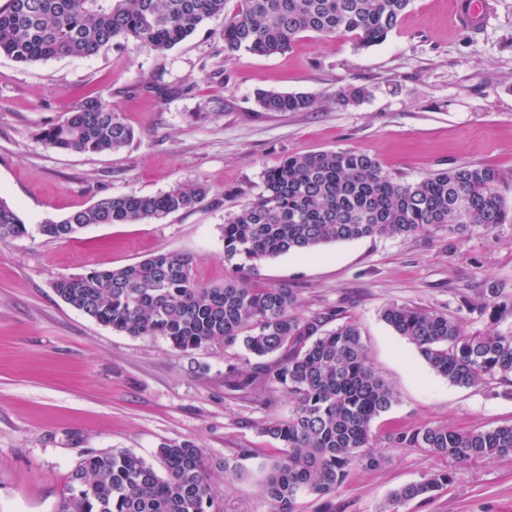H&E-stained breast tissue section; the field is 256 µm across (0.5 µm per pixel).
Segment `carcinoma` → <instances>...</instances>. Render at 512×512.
Segmentation results:
<instances>
[{
	"label": "carcinoma",
	"instance_id": "cac0c4a2",
	"mask_svg": "<svg viewBox=\"0 0 512 512\" xmlns=\"http://www.w3.org/2000/svg\"><path fill=\"white\" fill-rule=\"evenodd\" d=\"M7 0L0 7V55L20 65L62 56L91 57L122 42L163 54L213 18H224V55L240 51L283 53L304 33L351 36L360 48L383 42L411 0ZM363 86L336 93V102L357 103ZM264 112H310L304 93L262 91ZM134 131L112 105L88 97L40 136L48 148L76 153L117 152ZM264 191L224 224V283L195 280L193 259L160 251L118 268L62 277L56 293L91 319L132 337H161L183 352L215 342L238 341L251 355L247 367L224 376L230 392L282 393L288 417L262 432L280 444V455L261 466L269 512H296L302 495L322 500L319 512H336L334 498L358 468L376 469L375 420L397 403L391 386L370 365L360 327L332 307L295 315L294 289L257 288L258 264L289 252H311L331 242L374 236L425 235L434 227L472 224L491 229L509 219L497 186L500 173L463 162L415 183L396 181L372 155L329 150L291 155L264 171ZM209 194L203 183L158 195L117 194L40 225L42 235L68 240L92 224L161 223L189 211ZM28 233L16 209L0 199V245ZM463 300L469 311L498 321L512 301ZM383 319L415 347L438 375L460 387L491 381L512 385V332L467 333L448 313L391 304ZM395 447L422 448L464 464L512 457V424L468 430L424 424L399 429ZM164 471L131 451L88 453L70 476L59 512H223L214 508L211 473L194 442H166L157 451ZM453 480L441 469L394 490L392 512L432 498Z\"/></svg>",
	"mask_w": 512,
	"mask_h": 512
}]
</instances>
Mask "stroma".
Here are the masks:
<instances>
[{
  "label": "stroma",
  "instance_id": "35a3bbf8",
  "mask_svg": "<svg viewBox=\"0 0 512 512\" xmlns=\"http://www.w3.org/2000/svg\"><path fill=\"white\" fill-rule=\"evenodd\" d=\"M490 4L473 29L456 24L453 0H412L386 40L367 48L306 33L286 53L228 60L215 18L162 54L129 42L28 66L0 56V198L29 230L0 245V512H58L86 453L129 450L151 463L160 444L183 440L207 456L222 512H268L257 467L278 443L260 429L290 404L281 394L225 393V372L245 365L242 344L186 354L131 337L65 303L53 283L161 250L192 257L198 282L223 283L225 220L291 154L364 151L408 182L465 161L486 165L501 173L512 210V0ZM350 85L368 96L335 103ZM260 90L302 92L322 106L264 112ZM87 97L110 102L132 142L109 154L46 148L40 132ZM198 181L208 200L162 224L91 225L68 241L38 232L108 194L157 195ZM256 283L294 288L297 314L339 306L358 323L372 366L398 397L375 421L377 437L429 423H512L504 386L449 383L382 318L394 303L454 315L463 299L486 300L494 288L512 296V222L291 252L262 262ZM383 455L380 468L352 472L336 512H384L396 488L447 466L418 448ZM228 462L239 476L225 477ZM400 512H512V457L456 467L449 486Z\"/></svg>",
  "mask_w": 512,
  "mask_h": 512
}]
</instances>
